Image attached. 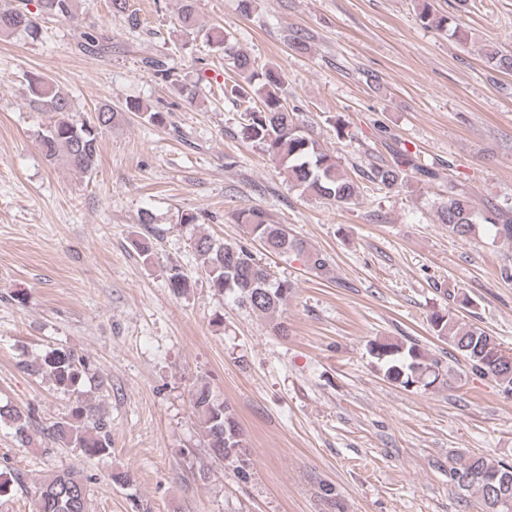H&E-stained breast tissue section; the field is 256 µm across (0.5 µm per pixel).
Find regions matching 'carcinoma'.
<instances>
[{"mask_svg":"<svg viewBox=\"0 0 512 512\" xmlns=\"http://www.w3.org/2000/svg\"><path fill=\"white\" fill-rule=\"evenodd\" d=\"M181 2L178 22L184 28L196 27L197 17L191 0ZM39 6L46 17L68 18L78 9L79 0H39ZM419 20L425 26L465 38L458 21L433 13L427 4L422 6ZM18 31L37 36L39 24L36 18L20 7L0 6V37H9ZM205 39L229 57L236 70L237 79L224 89V96L243 108L245 122L240 129L241 138L261 145L302 192L336 204L351 203L357 196L356 182L338 169L335 156L297 126L294 110L284 104L279 95V73L255 64L237 48L228 33L210 28L205 32ZM485 55L488 63L497 70L512 72L511 52L492 43ZM148 65L155 77L164 82L172 75L167 58H154ZM25 80L29 107L50 114V122L40 139L45 157L53 162L61 161L82 174L91 175L96 170L102 130L119 123L125 113L138 112L147 122L158 126L168 122V113L161 109H149L139 102L129 101L122 107L105 102L95 109L94 122L78 124L69 117L71 100L56 89L49 77L30 73ZM409 166L411 160L402 154L392 164L370 168L368 178L374 184L398 189L408 182ZM440 221L460 237L475 234L480 224H490L495 237L512 240L511 213L499 207L482 213L466 196L448 199L441 208ZM236 222L244 225L251 239L259 241L271 254L304 253L310 267L319 271L329 264L327 255L307 248L287 226L270 222L260 208L241 210L236 215ZM193 248L200 258L198 272L205 276L216 294L228 296L239 306L269 317L275 316L287 301L291 284L273 278L248 245L228 244L202 235L194 239ZM167 284L173 293L183 294L191 287V278L181 267L172 265L167 270ZM430 324L435 335L448 340L472 372L490 377L505 391H512V356L504 354L493 337L462 322L450 309L432 313ZM368 352L384 376L404 388L427 389L445 382L441 360L416 343L378 338L369 341ZM32 368L63 393L78 394L81 387L91 382L99 389L105 386L104 377L90 361L66 346L47 350ZM190 406L211 454L235 463L238 474L247 477L251 465L250 444L235 410L218 400L205 383L192 389ZM0 419L13 429L22 446L29 447L34 443L30 433V427L35 423L34 409L1 406ZM44 438L54 448H75L88 457L103 458L111 454L108 421L89 398L77 399L71 412L53 422ZM448 479L460 490L474 494L481 512H512V464L474 456L450 468ZM35 494L37 512H89L87 479L72 467L45 477L36 487Z\"/></svg>","mask_w":512,"mask_h":512,"instance_id":"cac0c4a2","label":"carcinoma"}]
</instances>
